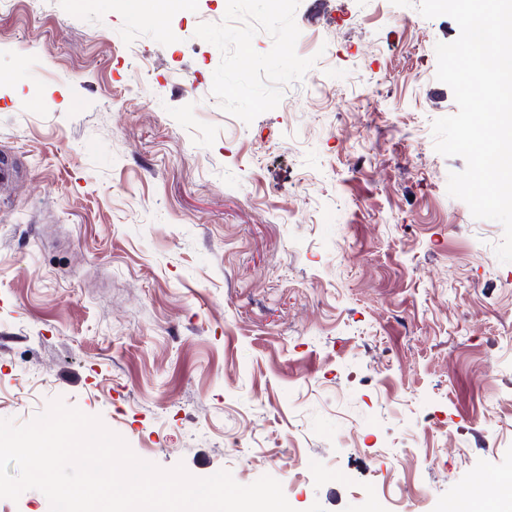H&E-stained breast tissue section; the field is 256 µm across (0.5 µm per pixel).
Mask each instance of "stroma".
<instances>
[{"instance_id":"obj_1","label":"stroma","mask_w":512,"mask_h":512,"mask_svg":"<svg viewBox=\"0 0 512 512\" xmlns=\"http://www.w3.org/2000/svg\"><path fill=\"white\" fill-rule=\"evenodd\" d=\"M419 3L278 0L252 36L224 0L0 9V418L59 398L295 512H444L512 474V263L447 193L459 28ZM321 61L334 93L301 91Z\"/></svg>"}]
</instances>
